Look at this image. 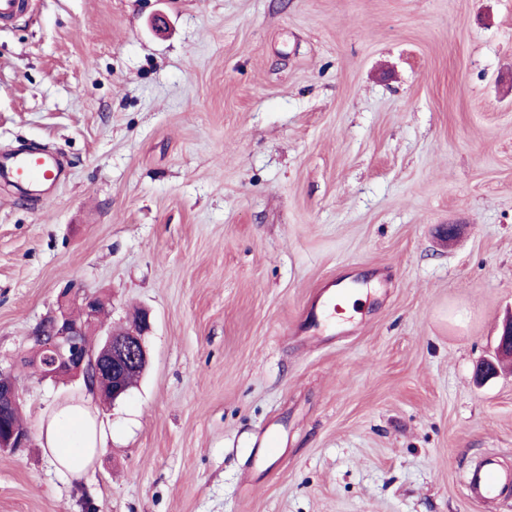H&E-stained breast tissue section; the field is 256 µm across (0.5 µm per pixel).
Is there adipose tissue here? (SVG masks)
<instances>
[{
  "mask_svg": "<svg viewBox=\"0 0 512 512\" xmlns=\"http://www.w3.org/2000/svg\"><path fill=\"white\" fill-rule=\"evenodd\" d=\"M105 431L88 406L64 404L41 426L42 446L64 471L76 473L96 456Z\"/></svg>",
  "mask_w": 512,
  "mask_h": 512,
  "instance_id": "obj_1",
  "label": "adipose tissue"
}]
</instances>
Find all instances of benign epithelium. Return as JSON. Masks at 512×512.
I'll list each match as a JSON object with an SVG mask.
<instances>
[{
  "mask_svg": "<svg viewBox=\"0 0 512 512\" xmlns=\"http://www.w3.org/2000/svg\"><path fill=\"white\" fill-rule=\"evenodd\" d=\"M70 298L63 296L56 310L45 316L33 331L35 336L48 339L55 352L54 362L43 373L45 379L73 377L96 392L112 386V400L128 390L125 380L129 370H144L148 362L144 345L150 329L149 314L137 312L119 331L101 333L97 297L85 294L81 301V317L75 319L69 311ZM495 356L512 358V314L503 325ZM31 436L27 429H6L0 425V448H25Z\"/></svg>",
  "mask_w": 512,
  "mask_h": 512,
  "instance_id": "7a95c632",
  "label": "benign epithelium"
}]
</instances>
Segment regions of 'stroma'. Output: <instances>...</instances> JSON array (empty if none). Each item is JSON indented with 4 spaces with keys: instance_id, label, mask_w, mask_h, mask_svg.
<instances>
[{
    "instance_id": "stroma-1",
    "label": "stroma",
    "mask_w": 512,
    "mask_h": 512,
    "mask_svg": "<svg viewBox=\"0 0 512 512\" xmlns=\"http://www.w3.org/2000/svg\"><path fill=\"white\" fill-rule=\"evenodd\" d=\"M19 146L65 173L0 185V370L67 290L151 328L116 402L22 376L0 512H512L465 485L512 467V374L475 381L512 307V0H35L0 25ZM330 284L353 314L315 315ZM84 400L110 436L73 475L40 429ZM31 436L28 429H5L0 420V448L19 450L25 448L30 442Z\"/></svg>"
}]
</instances>
